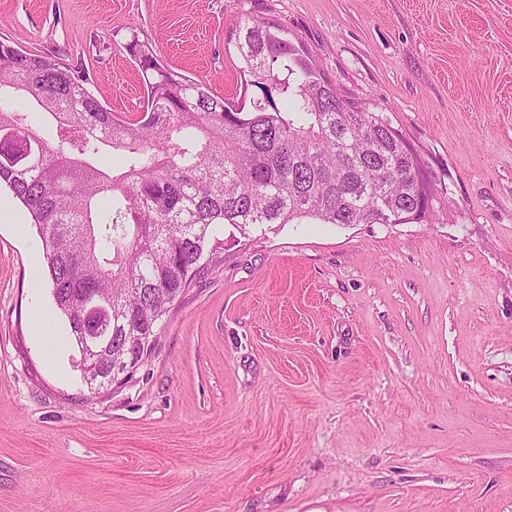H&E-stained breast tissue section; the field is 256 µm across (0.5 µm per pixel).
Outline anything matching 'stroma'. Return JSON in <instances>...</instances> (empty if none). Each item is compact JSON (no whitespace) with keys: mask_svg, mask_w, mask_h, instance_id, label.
I'll return each instance as SVG.
<instances>
[{"mask_svg":"<svg viewBox=\"0 0 512 512\" xmlns=\"http://www.w3.org/2000/svg\"><path fill=\"white\" fill-rule=\"evenodd\" d=\"M241 17L402 132L436 214L225 226L151 352L94 395L1 188L0 512H512V0H0V40L128 116L135 38L241 100Z\"/></svg>","mask_w":512,"mask_h":512,"instance_id":"stroma-1","label":"stroma"}]
</instances>
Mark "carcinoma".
<instances>
[{"instance_id":"cac0c4a2","label":"carcinoma","mask_w":512,"mask_h":512,"mask_svg":"<svg viewBox=\"0 0 512 512\" xmlns=\"http://www.w3.org/2000/svg\"><path fill=\"white\" fill-rule=\"evenodd\" d=\"M241 71L260 95L233 103L167 68L138 38L151 72L143 112L108 111L83 79L0 41V98L30 96L51 117L0 107V184L42 238L56 309L82 357L73 314L84 288L112 301V356L124 336H153L205 270L216 230L253 224H411L428 220L434 184L402 133L342 98L279 29L240 20ZM125 161L115 172L106 149Z\"/></svg>"}]
</instances>
